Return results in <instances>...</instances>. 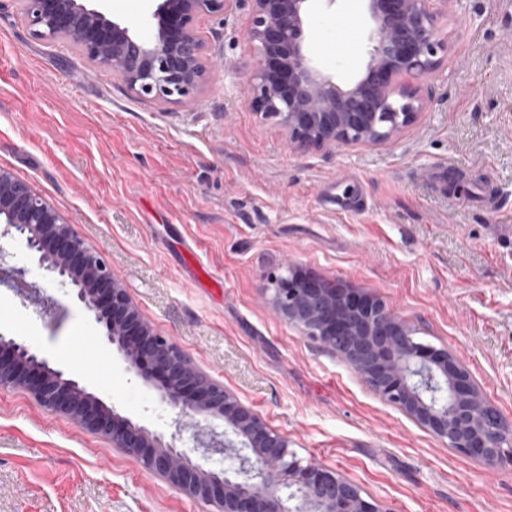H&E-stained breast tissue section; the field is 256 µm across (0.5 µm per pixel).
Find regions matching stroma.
<instances>
[{"label": "stroma", "instance_id": "1", "mask_svg": "<svg viewBox=\"0 0 512 512\" xmlns=\"http://www.w3.org/2000/svg\"><path fill=\"white\" fill-rule=\"evenodd\" d=\"M245 0L199 19L211 55L196 104L138 97L69 44L34 38L0 0V169L98 249L143 319L382 512H512V459L448 447L321 342L273 312L286 260L371 295L415 341L448 350L512 425V0H450L448 54L419 85L411 128L375 148L292 151L243 101L255 50ZM358 0L317 11V55L344 83L368 61ZM456 163L459 186L443 168ZM456 204H449V195ZM48 302L0 286V333L24 340L133 423L174 413L102 342L82 304L14 239ZM136 458L22 388L0 389V512H206Z\"/></svg>", "mask_w": 512, "mask_h": 512}]
</instances>
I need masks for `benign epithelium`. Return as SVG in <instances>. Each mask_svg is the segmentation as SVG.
I'll list each match as a JSON object with an SVG mask.
<instances>
[{"label":"benign epithelium","instance_id":"benign-epithelium-1","mask_svg":"<svg viewBox=\"0 0 512 512\" xmlns=\"http://www.w3.org/2000/svg\"><path fill=\"white\" fill-rule=\"evenodd\" d=\"M20 19L40 40L63 41L91 64L108 69L127 89L161 105L195 102L224 59L208 53L199 18L223 14L239 0H155L150 39L89 8L84 0H17ZM315 0H248L247 37L257 49L244 90L255 112L274 118L288 147L332 153L384 144L414 125L424 110L414 83L434 75L448 52L440 17L450 0H362L370 22L369 60L347 87L322 66L306 32ZM0 235H10L39 266L95 315L106 343L152 381L174 413L176 429L224 424L221 437L199 440L204 455L235 460L211 469L161 433L119 415L51 367L22 340L0 336V388L29 391L44 408L138 459L184 494L218 512H382L353 483L289 450L249 406L195 366L145 322L100 254L25 182L0 169ZM273 310L304 335L338 352L381 397L486 465L512 457V429L482 418V392L445 349L418 343L404 319L378 299L334 280L303 278L291 265L267 278Z\"/></svg>","mask_w":512,"mask_h":512}]
</instances>
